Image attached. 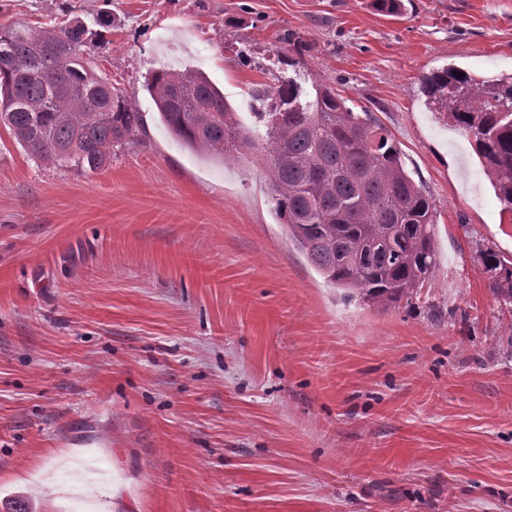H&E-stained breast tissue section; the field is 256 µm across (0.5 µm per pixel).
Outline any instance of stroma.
<instances>
[{
	"label": "stroma",
	"instance_id": "stroma-1",
	"mask_svg": "<svg viewBox=\"0 0 512 512\" xmlns=\"http://www.w3.org/2000/svg\"><path fill=\"white\" fill-rule=\"evenodd\" d=\"M402 2L0 0L1 27L107 10L93 56L146 126L92 172L0 127V500L512 512V307L480 260L512 261V214L421 84L451 65L511 74L512 0ZM163 63L205 74L247 123L255 83L282 74L372 112L436 208L426 287L385 308L327 283L276 219L259 151L225 164L167 132L144 87Z\"/></svg>",
	"mask_w": 512,
	"mask_h": 512
}]
</instances>
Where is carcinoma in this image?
Returning <instances> with one entry per match:
<instances>
[{
    "label": "carcinoma",
    "instance_id": "obj_1",
    "mask_svg": "<svg viewBox=\"0 0 512 512\" xmlns=\"http://www.w3.org/2000/svg\"><path fill=\"white\" fill-rule=\"evenodd\" d=\"M82 25L0 28V126L30 155L94 171L145 134L135 101L98 74ZM429 107L474 141L482 170L512 212V75L493 84L445 68L424 77ZM145 89L162 123L186 147L230 162L259 150L275 214L325 280L383 307L412 299L438 265L433 204L371 113L334 88L280 76L252 90L249 126L193 69H154ZM492 294L512 304V264L487 248Z\"/></svg>",
    "mask_w": 512,
    "mask_h": 512
}]
</instances>
